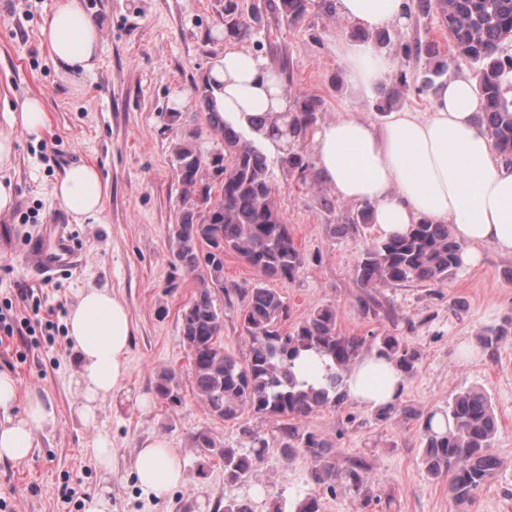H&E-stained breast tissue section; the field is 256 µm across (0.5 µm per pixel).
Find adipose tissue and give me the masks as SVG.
I'll use <instances>...</instances> for the list:
<instances>
[{"label":"adipose tissue","mask_w":512,"mask_h":512,"mask_svg":"<svg viewBox=\"0 0 512 512\" xmlns=\"http://www.w3.org/2000/svg\"><path fill=\"white\" fill-rule=\"evenodd\" d=\"M333 5L339 16L370 34L407 21V0H334ZM41 36L70 83H79L93 68L101 30L82 0H57ZM338 52L348 84L363 99L375 97L396 68L393 56L371 39L340 41ZM207 81L226 123L279 149L270 134L286 126L289 103L272 68L229 49L212 61ZM431 97L432 108L422 116L399 110L380 126L349 117L324 124L315 135L322 179L340 199L371 204V221L382 236L405 233L425 218L450 225L465 246L464 265L478 263L483 245L512 252V166L496 158L477 120L483 102L473 81L463 73L450 75ZM46 119L36 98L0 114V170L15 157L13 127L38 138ZM104 191L101 171L86 163L66 168L52 187L59 207L79 224L99 220ZM66 327L77 365L78 416L92 425L101 402L123 388L134 326L116 295L86 288L70 308ZM405 384L395 362L371 352L342 373L338 388L348 402L375 410L398 402ZM18 390L13 375L0 371V462H24L36 433L56 419L50 400L32 394L22 404ZM131 473L149 499L164 498L184 482L175 451L158 438L137 449Z\"/></svg>","instance_id":"adipose-tissue-1"}]
</instances>
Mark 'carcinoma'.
I'll return each instance as SVG.
<instances>
[{
	"instance_id": "1",
	"label": "carcinoma",
	"mask_w": 512,
	"mask_h": 512,
	"mask_svg": "<svg viewBox=\"0 0 512 512\" xmlns=\"http://www.w3.org/2000/svg\"><path fill=\"white\" fill-rule=\"evenodd\" d=\"M286 19L303 18L312 0H280ZM419 10L435 14L448 35L452 53L445 58L434 43L406 47L407 54H426L435 60L426 69L419 90L432 87L448 67L469 65L477 92L484 98L483 124L502 162L512 165V55L503 53L512 43V0H418ZM210 123L224 135L215 161L204 157L192 140L175 149L182 166L181 213L170 232L172 274L204 272L195 293L182 313V342L191 357L190 374L198 398L209 412L228 422L244 412L280 417L282 448L286 457L301 453L312 463L311 478L317 485L336 490V485L359 493L363 490L365 465L354 460L344 469L328 455L326 442L304 428V420L323 408H339L346 395L336 392L340 374L366 352L394 360L406 376L417 370L420 354L392 335L349 336L337 325L336 311L329 306L315 309L291 332L282 330L288 306L274 289L258 284L246 292L242 325L250 338L249 357L239 363L224 353L220 337L223 309L217 295L224 293V254L233 252L265 279L292 280L304 263L287 219L275 201L268 176V157L255 138L226 125L207 87L195 88ZM320 100L310 96L296 100L288 113L285 145L279 163L301 180L311 163L298 150L318 121ZM461 245L447 224L423 220L401 236L380 238L363 255L356 276L363 287L375 290L406 283H430L448 278L461 266ZM512 332V317L484 326L477 336L486 350L496 349ZM312 350L329 357L335 371L329 388L304 387L292 366L301 352ZM177 373H159L155 391L171 406L181 404ZM439 412L451 421L444 431L432 427L434 413L408 411L423 419L422 443L427 472L449 476L448 496L455 507L473 503L477 493L500 467L492 445L498 423L490 398L477 388L462 389L448 399ZM251 448L216 444L206 432L194 435L195 447L205 458L224 462V477L230 481L248 478L264 456L265 439L250 435Z\"/></svg>"
}]
</instances>
